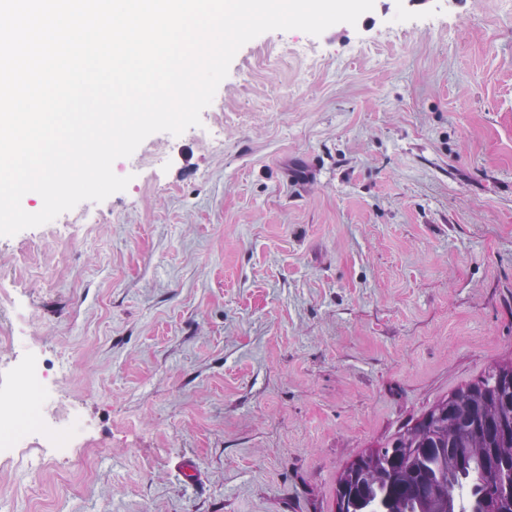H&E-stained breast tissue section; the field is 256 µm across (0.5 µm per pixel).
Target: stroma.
Returning <instances> with one entry per match:
<instances>
[{
	"label": "stroma",
	"instance_id": "stroma-1",
	"mask_svg": "<svg viewBox=\"0 0 512 512\" xmlns=\"http://www.w3.org/2000/svg\"><path fill=\"white\" fill-rule=\"evenodd\" d=\"M113 171L0 237V380L38 356L90 426L82 463L0 460L10 512H335L359 455L512 361V0L263 33Z\"/></svg>",
	"mask_w": 512,
	"mask_h": 512
}]
</instances>
